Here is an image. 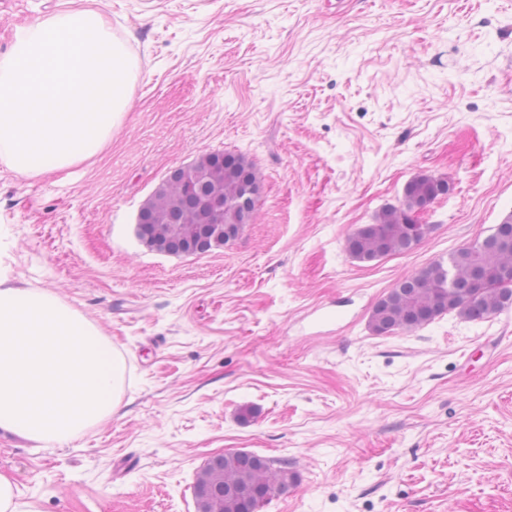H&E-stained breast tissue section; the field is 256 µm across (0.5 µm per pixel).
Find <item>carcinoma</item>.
<instances>
[{
	"instance_id": "carcinoma-1",
	"label": "carcinoma",
	"mask_w": 512,
	"mask_h": 512,
	"mask_svg": "<svg viewBox=\"0 0 512 512\" xmlns=\"http://www.w3.org/2000/svg\"><path fill=\"white\" fill-rule=\"evenodd\" d=\"M168 177L169 191H154L139 212L153 248L173 251L203 243L214 248V232L204 223L199 203L215 185L224 193V227L239 232L252 217L242 208L246 187L259 188L253 166L230 152H209L188 168ZM448 180L420 175L404 188L399 206L383 209L370 224L360 226L346 241L356 261L371 263L413 250L423 239L411 224L420 201L449 194ZM512 216L482 241L457 249L416 275L399 281L373 306L370 325L377 334L411 331L437 317L455 312L481 320L512 307ZM296 471L286 459L273 460L247 452H227L210 458L196 476L197 512H259L273 497L295 485Z\"/></svg>"
}]
</instances>
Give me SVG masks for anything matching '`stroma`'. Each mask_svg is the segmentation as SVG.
Returning <instances> with one entry per match:
<instances>
[{
	"label": "stroma",
	"instance_id": "1",
	"mask_svg": "<svg viewBox=\"0 0 512 512\" xmlns=\"http://www.w3.org/2000/svg\"><path fill=\"white\" fill-rule=\"evenodd\" d=\"M86 7L134 62L131 101L85 162L0 160V279L78 310L122 380L66 443L0 431L25 512H197L199 468L231 451L296 471L262 512H512V308L369 327L512 214V0H0V57ZM212 151L256 169L253 221L204 254L146 246L143 202ZM421 174L453 186L424 239L353 260L346 239Z\"/></svg>",
	"mask_w": 512,
	"mask_h": 512
}]
</instances>
